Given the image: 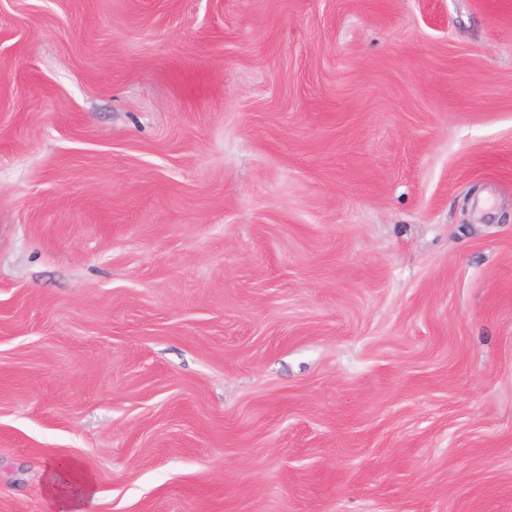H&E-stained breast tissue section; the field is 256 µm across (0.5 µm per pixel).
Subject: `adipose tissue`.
Returning <instances> with one entry per match:
<instances>
[{
    "label": "adipose tissue",
    "instance_id": "obj_1",
    "mask_svg": "<svg viewBox=\"0 0 512 512\" xmlns=\"http://www.w3.org/2000/svg\"><path fill=\"white\" fill-rule=\"evenodd\" d=\"M45 474L52 512H86L97 496L95 479L79 459H51Z\"/></svg>",
    "mask_w": 512,
    "mask_h": 512
}]
</instances>
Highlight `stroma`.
I'll return each mask as SVG.
<instances>
[{"label": "stroma", "instance_id": "obj_1", "mask_svg": "<svg viewBox=\"0 0 512 512\" xmlns=\"http://www.w3.org/2000/svg\"><path fill=\"white\" fill-rule=\"evenodd\" d=\"M512 512V0H0V512ZM46 493L54 512H87L97 496L94 476L76 458L46 463Z\"/></svg>", "mask_w": 512, "mask_h": 512}]
</instances>
